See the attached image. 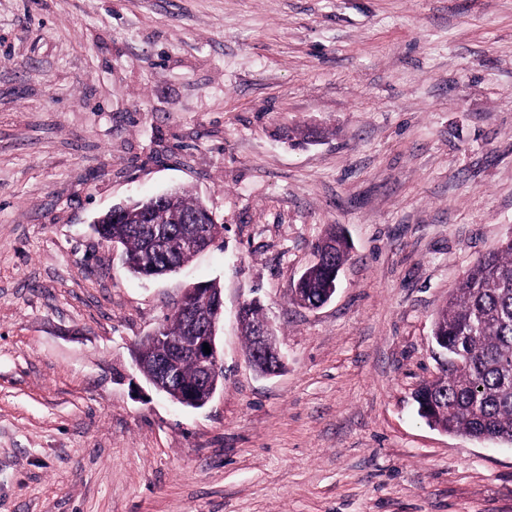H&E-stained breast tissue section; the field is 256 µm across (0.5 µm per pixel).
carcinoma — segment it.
Segmentation results:
<instances>
[{"label":"carcinoma","mask_w":512,"mask_h":512,"mask_svg":"<svg viewBox=\"0 0 512 512\" xmlns=\"http://www.w3.org/2000/svg\"><path fill=\"white\" fill-rule=\"evenodd\" d=\"M205 204L187 188L143 204L101 223L106 239H118L132 260L129 271L149 278L175 272L200 253L197 225L192 216ZM329 249L316 252L318 261L303 272L293 299L298 304L319 302L338 283L348 254L342 232L331 227ZM243 323L246 355L251 365L265 369L254 354L253 326L261 321L262 305H250ZM164 335L180 343L190 341L186 322L174 313L166 320ZM434 339L450 359L444 378L420 387L415 397L428 406L422 415L428 424L454 435L512 444V238L505 237L477 259L448 298L435 321ZM145 374L160 379L168 395L199 384L200 373L188 358L180 359L172 376L159 375L153 362Z\"/></svg>","instance_id":"1"}]
</instances>
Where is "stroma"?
Returning <instances> with one entry per match:
<instances>
[{
  "label": "stroma",
  "instance_id": "1",
  "mask_svg": "<svg viewBox=\"0 0 512 512\" xmlns=\"http://www.w3.org/2000/svg\"><path fill=\"white\" fill-rule=\"evenodd\" d=\"M177 185L223 237L137 277L90 225ZM333 225L336 292L298 306ZM511 232L512 0H0V512H512V445L414 400ZM209 280L224 379L181 408L134 348ZM254 302H260V299L253 298L249 301L243 302L237 311V318L239 322L246 316V312L248 311L249 304ZM261 303V302H260ZM263 306L260 304H252L250 305V313L251 317L249 320H245L243 323L244 334L246 336V355L254 368H258L260 370L265 369V361L261 358H257L256 355L264 356L268 359L269 362L273 364H279L284 362L283 354L281 350L277 347L275 350H272L268 347L269 338L272 336L273 328L270 321L266 319V325L258 328L255 332V350L253 349V341H252V333L253 326L261 321L263 316L262 308ZM255 353V354H254Z\"/></svg>",
  "mask_w": 512,
  "mask_h": 512
}]
</instances>
